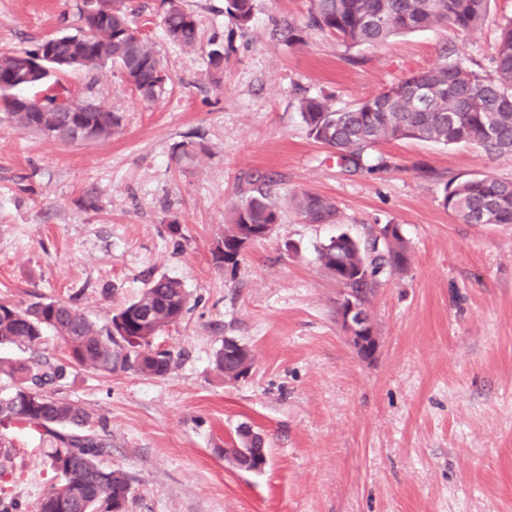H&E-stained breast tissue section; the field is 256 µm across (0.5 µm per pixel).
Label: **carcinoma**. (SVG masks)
Listing matches in <instances>:
<instances>
[{"instance_id":"carcinoma-1","label":"carcinoma","mask_w":512,"mask_h":512,"mask_svg":"<svg viewBox=\"0 0 512 512\" xmlns=\"http://www.w3.org/2000/svg\"><path fill=\"white\" fill-rule=\"evenodd\" d=\"M110 0L109 14L82 15L83 32L51 41V69L33 87H52L27 95V87L13 81L11 72L31 62L35 50L0 52V103L22 131L62 142L104 140L119 126L120 117L92 101L79 100L51 78L76 67L105 64L120 67L128 83L146 101L165 91V67L153 45L129 33L125 12ZM167 37L186 47L197 45L195 17L180 0H164ZM226 11L241 26L251 23L254 0H225ZM490 0H309L308 25L325 30L350 46L380 44L390 37L416 30L452 25L467 36L484 24ZM309 137L336 151L337 164L349 173L366 170L365 152L383 141L414 139L444 146L476 145L487 156L512 154V16L502 19L490 70L479 72L462 58L410 74L385 92L354 106L335 108L319 97L299 100ZM297 210L310 224H324L337 215L327 197L304 192L294 198ZM443 204L466 224H512V181L490 176L450 180ZM278 206L266 181L257 178L249 194L231 211L230 228L212 255L219 266L236 268L239 233L245 224L278 223ZM317 260L336 283L354 291L365 303L384 276L405 272L410 251L395 225L364 241L342 233L317 248ZM188 304L181 281L160 276L147 283L135 300L100 326L71 301L39 299L25 306L0 302V347L33 349L51 331L63 340L60 361L48 358H0V425L14 423L49 437L45 451L58 482L39 501L36 512H112L127 505L128 477L103 466L99 457L111 447L110 431L90 422L77 405L56 396V387L73 371L92 369L104 374L131 371L165 378L173 370V354L153 345L166 327L178 322Z\"/></svg>"}]
</instances>
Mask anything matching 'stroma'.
<instances>
[{
    "label": "stroma",
    "instance_id": "obj_1",
    "mask_svg": "<svg viewBox=\"0 0 512 512\" xmlns=\"http://www.w3.org/2000/svg\"><path fill=\"white\" fill-rule=\"evenodd\" d=\"M182 6L197 19L194 48L167 37L162 0H124L171 76L157 101L141 100L115 65L62 73L75 94L118 112L111 138L21 132L0 108V300L71 298L103 325L156 277L190 295L157 338L177 361L168 377L87 369L57 391L106 421L112 446L100 461L130 478L127 512H512V224L463 223L442 194L454 177L512 181V155L382 142L351 174L309 137L298 108L304 96L355 105L450 56L489 70L512 0H492L467 37L439 27L355 47L307 26V0H255L247 27L225 0ZM86 7L0 0V50L76 33ZM290 23L301 43L286 41ZM187 142L205 150L178 161ZM382 158L390 170L376 171ZM256 177L279 221L237 268L217 267L229 210ZM302 191L332 199L335 222L306 223L291 201ZM387 223L399 225L411 264L369 297L378 346L366 359L315 248ZM227 340L250 350L247 377L216 371ZM244 425L264 439L257 472L224 456ZM1 440L16 455L0 497L34 512L56 481L49 442L0 426Z\"/></svg>",
    "mask_w": 512,
    "mask_h": 512
}]
</instances>
